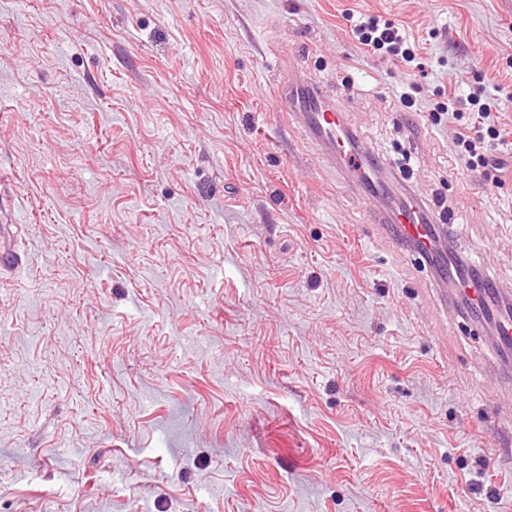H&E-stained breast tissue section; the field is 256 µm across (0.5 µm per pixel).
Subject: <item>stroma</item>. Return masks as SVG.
I'll use <instances>...</instances> for the list:
<instances>
[{
  "mask_svg": "<svg viewBox=\"0 0 512 512\" xmlns=\"http://www.w3.org/2000/svg\"><path fill=\"white\" fill-rule=\"evenodd\" d=\"M294 82L512 288V179L425 111L483 87L512 131V0H0V512H512V380ZM352 34L359 44L374 54L387 57L407 69L422 68V63L417 61L418 54L409 45L406 33L392 23L380 24L374 17H363L353 25ZM308 87L298 84L286 87L281 102L297 111L306 131L321 142L332 156L336 157L338 153L342 158H348V161L353 158L355 165L347 169V175L358 182L367 196L383 195L387 190L386 185L373 179L370 172L374 166L382 167L383 162L372 153L359 162L355 148H350L347 153L341 150L345 129L341 106L335 100L324 97L321 91L314 92ZM15 224H1L0 226V270L9 271L21 263V257L11 250L12 236L17 229Z\"/></svg>",
  "mask_w": 512,
  "mask_h": 512,
  "instance_id": "35a3bbf8",
  "label": "stroma"
}]
</instances>
